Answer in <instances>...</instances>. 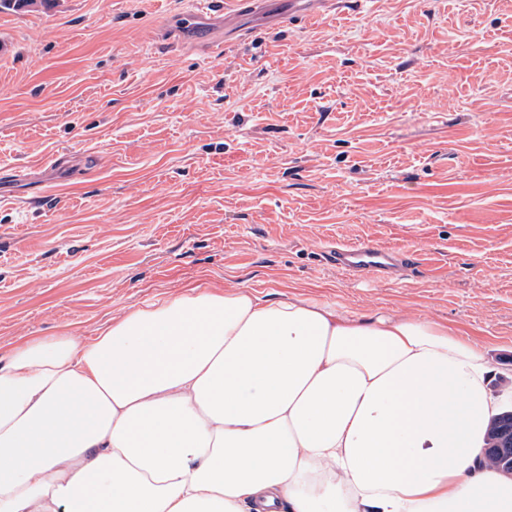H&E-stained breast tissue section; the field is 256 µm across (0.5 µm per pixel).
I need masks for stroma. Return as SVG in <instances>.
<instances>
[{
  "label": "stroma",
  "instance_id": "obj_1",
  "mask_svg": "<svg viewBox=\"0 0 512 512\" xmlns=\"http://www.w3.org/2000/svg\"><path fill=\"white\" fill-rule=\"evenodd\" d=\"M0 9V358L208 285L383 309L512 377V0ZM220 36L224 51L207 41ZM417 253L349 276L339 244Z\"/></svg>",
  "mask_w": 512,
  "mask_h": 512
}]
</instances>
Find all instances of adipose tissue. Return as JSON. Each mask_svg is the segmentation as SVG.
I'll return each mask as SVG.
<instances>
[{"label":"adipose tissue","instance_id":"ef3b65f1","mask_svg":"<svg viewBox=\"0 0 512 512\" xmlns=\"http://www.w3.org/2000/svg\"><path fill=\"white\" fill-rule=\"evenodd\" d=\"M469 338L198 286L0 363V512H512Z\"/></svg>","mask_w":512,"mask_h":512}]
</instances>
